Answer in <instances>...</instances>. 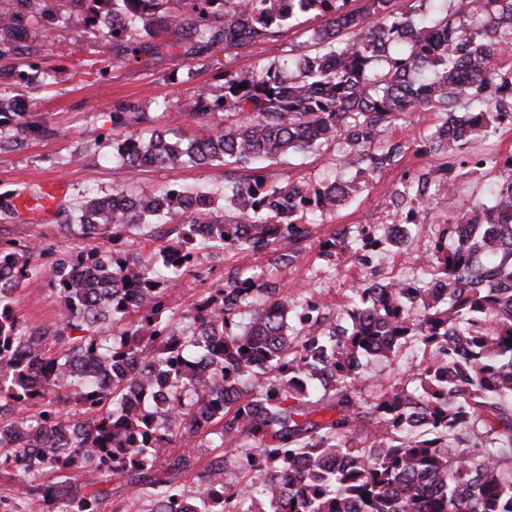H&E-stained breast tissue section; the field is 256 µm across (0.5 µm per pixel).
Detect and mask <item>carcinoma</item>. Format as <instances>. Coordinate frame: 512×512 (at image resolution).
<instances>
[{
  "mask_svg": "<svg viewBox=\"0 0 512 512\" xmlns=\"http://www.w3.org/2000/svg\"><path fill=\"white\" fill-rule=\"evenodd\" d=\"M0 10V153L48 131L23 112L15 88L32 74L29 13L43 39L55 16L19 0ZM77 18L111 26L112 62L137 59L154 39L180 30L184 55L216 45L276 44L301 13L325 18L288 43V59L257 71L224 72L213 94L179 103L195 131L152 129L117 144L133 180L147 167L218 162L231 188L218 195L172 185L157 194L124 189L61 206L60 227L80 226L101 245L54 253L31 240L0 238V477L28 512H512V291L485 282L512 279V154H478L512 111V0H78ZM498 86L500 94L486 95ZM432 109L424 134L441 164L404 173L388 224L335 227L317 258L329 267L367 247L421 246L430 276L379 279L352 289L338 311L320 294L286 292L257 264L225 268L224 284L199 296L175 327L169 305L201 251L270 254L295 265L320 221L357 198L366 178L401 162L394 137L409 113ZM224 113V128L213 117ZM156 116L128 102L113 126L150 125ZM332 150L336 174L277 182L280 156ZM499 168L487 199L448 213L433 235L414 227L432 205L455 195L448 171ZM18 216L0 193V223ZM211 225L202 237L197 225ZM463 224H489L471 239ZM159 242L144 254L134 239ZM47 280L61 314L27 326L13 294ZM416 346L415 368L394 383L366 382L362 363L392 360ZM134 365L92 384V369ZM66 396L75 414L59 408ZM211 456L191 490L180 479ZM173 444L183 448L170 451ZM122 480L126 498L106 487Z\"/></svg>",
  "mask_w": 512,
  "mask_h": 512,
  "instance_id": "cac0c4a2",
  "label": "carcinoma"
}]
</instances>
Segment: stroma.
<instances>
[{"label":"stroma","mask_w":512,"mask_h":512,"mask_svg":"<svg viewBox=\"0 0 512 512\" xmlns=\"http://www.w3.org/2000/svg\"><path fill=\"white\" fill-rule=\"evenodd\" d=\"M58 7V27L52 40L47 41L37 62L40 69L50 72V83L35 88H22L21 101L32 102L50 132L35 137L19 151L0 154V193L26 187L38 188L46 183H63L61 203L72 204L93 193H108L125 185L127 176L117 155L116 131L112 114L129 101L167 102L160 113V128L188 131L190 118L178 104L187 97L219 87L228 70L249 72L269 62L284 58L287 43L254 44L240 48H212L193 79H186L188 58L167 54H141L130 65L112 64V41L104 34H91L77 21L72 7ZM437 121L435 112L420 109L413 112L398 137L409 141L410 149L396 166L374 175L365 191L346 208L338 211L332 222L336 225L359 224L370 215L383 211L391 192L404 172L422 166L438 165L436 156L423 151L421 137ZM455 198L441 202L418 225L419 236L430 235L433 223L445 220L449 211L463 202L484 194L497 179L496 173L473 176L464 169L454 172ZM177 184L195 189H223L225 169L221 166L185 168H149L134 182V192L149 194L165 186ZM28 239L51 251H68L81 244L78 232L60 230L55 216L21 213L10 224H0V238ZM317 241H310L295 267L287 270L283 279L289 287L308 286L330 304L343 305L351 290L362 286L372 277H424L430 270V260L419 250L405 254L386 249L372 255L369 262H358L345 256L337 268L318 269ZM226 256L204 253L199 275L184 278L176 289L172 305L185 309L205 288L219 285L224 274ZM16 310L21 320L30 326L52 323L60 308L44 281L35 280L20 288L15 295Z\"/></svg>","instance_id":"obj_1"}]
</instances>
